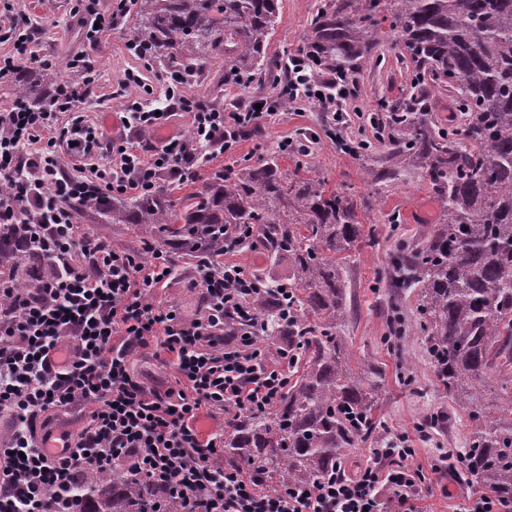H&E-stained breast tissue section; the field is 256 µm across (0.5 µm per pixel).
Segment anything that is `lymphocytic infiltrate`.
<instances>
[{
  "label": "lymphocytic infiltrate",
  "instance_id": "1",
  "mask_svg": "<svg viewBox=\"0 0 512 512\" xmlns=\"http://www.w3.org/2000/svg\"><path fill=\"white\" fill-rule=\"evenodd\" d=\"M77 22L89 45L130 11L116 0L111 12L97 0H78ZM72 67L82 82L66 86L60 112L0 110V224H28L31 247L51 262L35 296L20 295L0 281V303L15 301L12 317H0V414L13 427L0 437V512H82L83 479L122 467L153 486L152 512H417L425 480L408 461L406 436L386 438L357 477L334 472L313 486L261 494L239 467L221 462L224 437L200 435L201 411L232 416L275 402L288 384V349L265 340L267 325L255 312L261 281L236 263L200 265L196 287L207 302L203 316L181 319L156 303L158 288L176 263L164 255L139 260L75 224L68 203L98 195L133 196L152 190L160 175L195 181L210 162L208 146L230 149L243 127L266 117L263 109H204L185 94L180 80L155 108L140 93L137 74L123 84L129 103L122 134L107 137L85 124L75 109L85 97L92 69L85 54ZM288 97L318 101L341 119L336 97L306 74L301 56L288 57ZM175 112L191 114L193 139L155 132ZM135 130L137 140L127 139ZM154 349L172 374L164 388H149L131 368V355ZM77 410L81 430L55 432L51 414Z\"/></svg>",
  "mask_w": 512,
  "mask_h": 512
}]
</instances>
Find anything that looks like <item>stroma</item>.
<instances>
[{
	"mask_svg": "<svg viewBox=\"0 0 512 512\" xmlns=\"http://www.w3.org/2000/svg\"><path fill=\"white\" fill-rule=\"evenodd\" d=\"M13 13L26 16L32 32L30 56L25 63L32 68L46 67L53 82L79 81L81 73L70 66L72 58L87 51L94 70L95 82L79 105L85 119L94 123L105 136L122 132L120 120L126 98L118 89L126 71L141 72L154 89L155 98H163L167 84V66L155 60L150 66L128 48L133 38L129 19H120L111 32L101 36L95 48H87L83 30L73 12L76 0H10ZM318 0H280V17L268 45L269 56L286 61L302 43L307 23ZM223 60L211 63L208 72L190 81L187 94L196 101L229 102L239 96H270L268 81L253 83L242 90L225 85L218 71ZM407 86L394 55H387L381 70L364 73L357 82L356 94L349 102L346 121L341 129L342 142L328 136V122L317 103L302 102L275 110L262 120L257 129H245L237 143L225 153L216 154L210 171L235 167L237 160H258L270 147L281 150L280 165L284 170H299L301 177L324 181L328 190L345 189L357 204L358 221L365 235L374 237L375 246H361L351 251L345 261L353 312L343 334L347 340L351 363L369 357L386 372L385 387L379 410L381 424L369 440L353 451L359 464L369 462L372 448L393 433H407L409 445L416 454L412 466L430 473L440 452L464 450L473 425L457 412L445 392L435 385V375L418 327H411L401 342L399 352L387 350L382 342L386 332L388 306L386 291L376 280L379 270L387 267L390 257L403 242L426 237L440 215L437 199L420 175L377 188L366 179V165L388 166V150L380 147L371 156H358L348 151V143L359 137H373L368 119L377 101L395 104ZM89 233L112 247L141 251L143 237L129 224H110L90 215L83 221ZM228 260L242 265L251 273L270 280L288 274L287 263H275L261 243L238 248L228 253ZM198 269L190 257H182L175 273L156 297L160 305L177 313L194 315L203 305V295L193 288ZM476 484L467 477L441 476L431 480L418 501L420 512H459L464 500L477 494Z\"/></svg>",
	"mask_w": 512,
	"mask_h": 512,
	"instance_id": "stroma-1",
	"label": "stroma"
}]
</instances>
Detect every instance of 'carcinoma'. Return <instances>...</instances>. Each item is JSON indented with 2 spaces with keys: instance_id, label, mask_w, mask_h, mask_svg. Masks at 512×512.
Here are the masks:
<instances>
[{
  "instance_id": "obj_1",
  "label": "carcinoma",
  "mask_w": 512,
  "mask_h": 512,
  "mask_svg": "<svg viewBox=\"0 0 512 512\" xmlns=\"http://www.w3.org/2000/svg\"><path fill=\"white\" fill-rule=\"evenodd\" d=\"M133 38L171 69L190 75L224 59V82L249 87L276 68L267 59L279 0H135ZM396 51L409 77L392 108L371 118L388 128L393 164L366 167L391 183L418 169L440 203L439 223L422 241L395 250L379 280L391 300L417 292V320L439 385L474 427L466 472L485 491L512 499V0H320L298 53L314 75L346 85ZM448 91L460 112L441 126L431 99ZM7 92L29 112H54L64 89L41 87L25 66ZM149 234L141 256L193 254L214 266L257 236L288 261V292L255 302L270 335L294 346V379L270 410H244L224 430V462L243 467L262 491L312 486L349 461L377 428L383 373L352 367L341 331L349 317L341 255L363 238L352 195L280 168L279 153L214 172L177 199L162 186L129 197L71 204ZM20 224H0V276L42 287L48 266L25 249ZM294 320L279 317L281 305ZM90 512H149L152 489L124 475L92 479Z\"/></svg>"
}]
</instances>
